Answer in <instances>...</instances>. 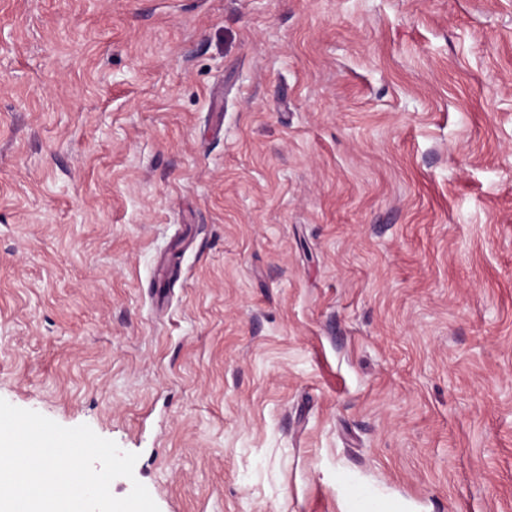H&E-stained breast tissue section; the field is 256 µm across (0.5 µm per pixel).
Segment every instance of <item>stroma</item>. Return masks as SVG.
I'll list each match as a JSON object with an SVG mask.
<instances>
[{
  "mask_svg": "<svg viewBox=\"0 0 512 512\" xmlns=\"http://www.w3.org/2000/svg\"><path fill=\"white\" fill-rule=\"evenodd\" d=\"M0 398L160 512H512V0H0ZM340 498L352 504V511H380L376 510V504L358 487L345 486L338 491Z\"/></svg>",
  "mask_w": 512,
  "mask_h": 512,
  "instance_id": "stroma-1",
  "label": "stroma"
}]
</instances>
